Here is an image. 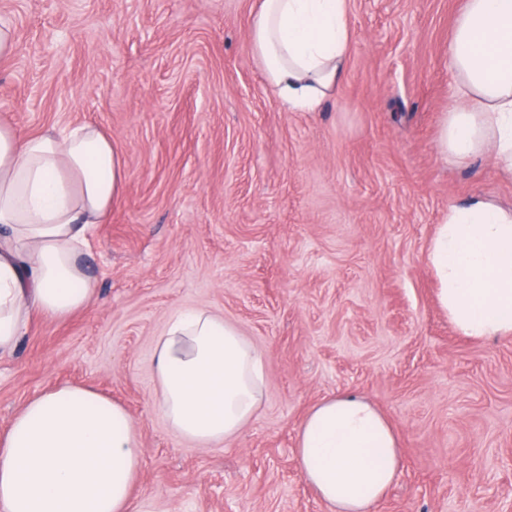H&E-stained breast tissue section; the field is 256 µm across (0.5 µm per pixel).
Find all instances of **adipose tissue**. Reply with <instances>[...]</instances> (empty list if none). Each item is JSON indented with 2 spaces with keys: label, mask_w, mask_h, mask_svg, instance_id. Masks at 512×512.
Segmentation results:
<instances>
[{
  "label": "adipose tissue",
  "mask_w": 512,
  "mask_h": 512,
  "mask_svg": "<svg viewBox=\"0 0 512 512\" xmlns=\"http://www.w3.org/2000/svg\"><path fill=\"white\" fill-rule=\"evenodd\" d=\"M248 36L278 99L288 110L314 111L344 75L349 0H260ZM446 61L455 103L440 126L438 156L464 164L489 152L512 175V0H465ZM124 181L121 154L97 126L23 136L0 124V356L33 317L63 321L94 300L84 245ZM427 258L457 331L512 336V210L479 196L450 206ZM153 360L158 409L198 446L233 437L261 406L262 353L211 311L173 317ZM296 459L330 512H371L402 463L387 418L346 394L309 410ZM140 468L125 408L63 386L28 401L0 435V512H163L151 498H133Z\"/></svg>",
  "instance_id": "obj_1"
}]
</instances>
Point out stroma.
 <instances>
[{
  "label": "stroma",
  "mask_w": 512,
  "mask_h": 512,
  "mask_svg": "<svg viewBox=\"0 0 512 512\" xmlns=\"http://www.w3.org/2000/svg\"><path fill=\"white\" fill-rule=\"evenodd\" d=\"M259 0H0L17 48L0 122L111 134L125 187L85 248L98 282L64 322L35 319L0 357V434L72 384L129 412L133 488L172 512H328L295 456L309 408L339 393L396 430L402 467L374 512H512V339L457 332L426 251L450 204L512 209L490 156L435 151L465 0H351L334 97L287 110L248 39ZM205 308L263 353L260 410L212 448L156 406L153 348Z\"/></svg>",
  "instance_id": "1"
}]
</instances>
